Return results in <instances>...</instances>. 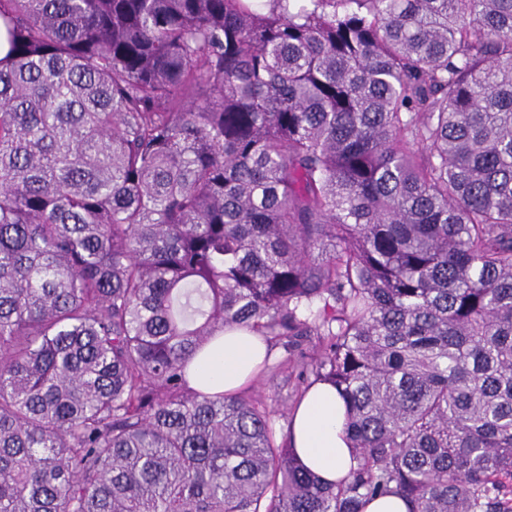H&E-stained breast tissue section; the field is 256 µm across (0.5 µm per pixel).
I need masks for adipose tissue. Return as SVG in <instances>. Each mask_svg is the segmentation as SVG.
<instances>
[{"label": "adipose tissue", "instance_id": "adipose-tissue-1", "mask_svg": "<svg viewBox=\"0 0 512 512\" xmlns=\"http://www.w3.org/2000/svg\"><path fill=\"white\" fill-rule=\"evenodd\" d=\"M267 354L261 336L244 328H225L223 336L195 356L189 384L211 394L241 391L260 373ZM345 418V403L327 382L311 386L292 414L291 446L297 460L328 483L345 477L354 465Z\"/></svg>", "mask_w": 512, "mask_h": 512}]
</instances>
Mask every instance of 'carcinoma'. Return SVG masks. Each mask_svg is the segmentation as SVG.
Here are the masks:
<instances>
[{"mask_svg":"<svg viewBox=\"0 0 512 512\" xmlns=\"http://www.w3.org/2000/svg\"><path fill=\"white\" fill-rule=\"evenodd\" d=\"M0 512H512V0H0ZM315 349L354 448L190 387ZM267 354L261 336L244 328L226 327L223 336L195 356L188 370L189 384L211 394L241 391L260 373ZM346 406L336 387L311 386L294 409L291 448L297 460L324 482L335 483L356 463L344 432Z\"/></svg>","mask_w":512,"mask_h":512,"instance_id":"carcinoma-1","label":"carcinoma"}]
</instances>
